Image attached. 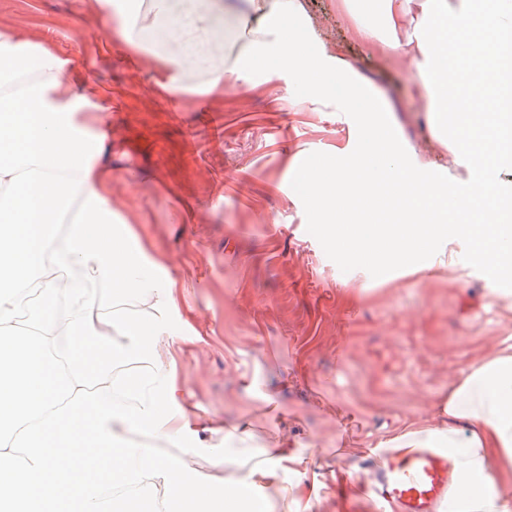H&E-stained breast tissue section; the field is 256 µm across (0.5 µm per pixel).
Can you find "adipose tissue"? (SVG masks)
<instances>
[{
    "instance_id": "1",
    "label": "adipose tissue",
    "mask_w": 512,
    "mask_h": 512,
    "mask_svg": "<svg viewBox=\"0 0 512 512\" xmlns=\"http://www.w3.org/2000/svg\"><path fill=\"white\" fill-rule=\"evenodd\" d=\"M366 47L417 70L438 142L473 174L469 193L451 195L417 152L384 135L344 62L301 26L296 0H149L125 41L153 34L178 72H209L208 86L246 85L275 62L317 99L354 113L357 148L298 175L327 231L352 225L349 262L384 271L443 275L449 236L467 241L512 278V196L498 172L512 167V0H344ZM242 33L244 62L211 50L226 37L225 15ZM69 61L50 44L29 52L0 24V512H223L241 488L262 491V512H287L277 496L287 464H306L276 439L250 454L249 426L216 420L224 442L213 456L223 484L212 490L168 455L127 448L129 429L202 455L183 382L162 350L163 325L180 304L169 279L150 283L143 267L164 255L141 245L127 256L113 223L112 170L98 149L110 139L105 107L77 92ZM69 232H60V225ZM38 303H30L31 291ZM446 422L404 435L396 450L425 445L447 453L459 479L478 490L460 512H512L493 492L512 478V351L473 366L444 405Z\"/></svg>"
}]
</instances>
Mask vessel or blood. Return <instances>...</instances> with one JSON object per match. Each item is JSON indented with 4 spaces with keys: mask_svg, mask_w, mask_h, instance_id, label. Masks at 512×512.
Segmentation results:
<instances>
[{
    "mask_svg": "<svg viewBox=\"0 0 512 512\" xmlns=\"http://www.w3.org/2000/svg\"><path fill=\"white\" fill-rule=\"evenodd\" d=\"M370 477L366 494L380 512H438L453 488L445 453L432 448L377 457L367 450Z\"/></svg>",
    "mask_w": 512,
    "mask_h": 512,
    "instance_id": "b4317fda",
    "label": "vessel or blood"
}]
</instances>
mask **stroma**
I'll use <instances>...</instances> for the list:
<instances>
[{"mask_svg": "<svg viewBox=\"0 0 512 512\" xmlns=\"http://www.w3.org/2000/svg\"><path fill=\"white\" fill-rule=\"evenodd\" d=\"M343 0H296L314 39L336 47L356 85L381 105L402 148L429 145L447 187H471L463 164L434 147L413 75L358 42ZM21 39H53L75 86L107 106L114 202L140 239L167 257L150 278L176 280L173 364L208 440L213 417L250 424L309 453L282 483L304 512H374L362 491L364 449L385 454L406 433L444 420L449 392L473 365L512 345V279L449 239L448 274L426 278L347 263L315 221L296 173L353 151L354 115L312 100L285 74L210 91L121 40L102 0H0ZM343 491H336V484Z\"/></svg>", "mask_w": 512, "mask_h": 512, "instance_id": "stroma-1", "label": "stroma"}]
</instances>
